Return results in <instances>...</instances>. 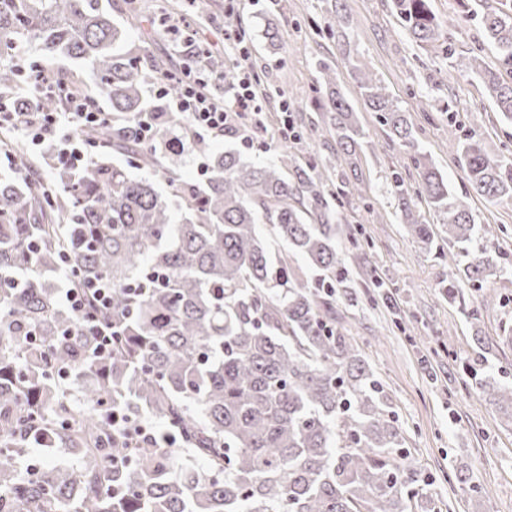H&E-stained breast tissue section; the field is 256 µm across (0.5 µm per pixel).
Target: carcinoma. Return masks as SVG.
I'll return each mask as SVG.
<instances>
[{
    "instance_id": "obj_1",
    "label": "carcinoma",
    "mask_w": 512,
    "mask_h": 512,
    "mask_svg": "<svg viewBox=\"0 0 512 512\" xmlns=\"http://www.w3.org/2000/svg\"><path fill=\"white\" fill-rule=\"evenodd\" d=\"M421 46H451L429 0H386ZM485 36L512 66V6L482 14ZM47 57L82 59L89 71L74 89L90 105L105 96L114 121L91 135L85 171L29 158L10 126L0 148L25 172L0 177V512H416L422 498L395 412L354 341L330 321L341 201L333 164L285 173L243 161L232 150L207 154L200 183L182 179L157 149L142 143L136 121L159 113L144 89L169 75L152 58L119 47V29L98 0H0V57L28 34ZM455 66L481 78L512 121V82L476 56ZM351 74L382 113L389 137L414 146L413 125L359 64ZM206 72L232 85L224 60ZM326 111L342 154L353 156L365 133L328 67ZM19 69L0 62V89L24 111L61 112L67 101L36 99ZM473 192L512 198V156H489L475 135L457 137ZM416 190L394 176L408 234L433 244L416 199L444 216L454 248L449 303L464 304V285L500 268L487 248L471 249L475 220L421 152ZM162 171L168 196L127 169ZM322 271L314 280L288 272L259 224ZM112 284V319L122 320L112 358L90 360L92 337L58 302L56 280ZM73 370L78 396L60 386ZM512 425V385L472 371L467 382ZM150 415L176 436L151 448L120 433L107 414ZM64 448L80 469L32 466L34 449ZM201 458L198 467L181 458Z\"/></svg>"
}]
</instances>
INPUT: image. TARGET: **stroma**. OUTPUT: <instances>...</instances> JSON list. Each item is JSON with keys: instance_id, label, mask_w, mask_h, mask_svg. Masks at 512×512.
<instances>
[{"instance_id": "1", "label": "stroma", "mask_w": 512, "mask_h": 512, "mask_svg": "<svg viewBox=\"0 0 512 512\" xmlns=\"http://www.w3.org/2000/svg\"><path fill=\"white\" fill-rule=\"evenodd\" d=\"M182 0H139L142 21L131 26L125 0H100L122 25L126 46L146 50L165 68L183 66V47L154 19ZM340 38L328 35V0H197L188 31L236 70V46L224 39L226 23L243 33L248 66L268 105L252 144L240 133L206 138L208 152L231 148L246 161L322 165L335 160L332 178L342 195L338 245L347 267L336 290V327L354 339L381 381L395 411L403 443L421 470L431 512H512V427L463 385V364L474 336L488 353L482 368L512 383V199L491 201L469 192L467 171L448 124L475 133L492 155L512 152V123L504 120L479 77L454 68L451 56L479 54L485 66L512 79L499 51L483 33L481 15L458 0H430L451 34V53L418 46L385 0H345ZM276 40H268L267 29ZM365 64L415 128V147L391 140L378 113L361 97L350 62ZM335 69L342 93L365 132L356 156L337 153L336 135L323 106L327 90L318 66ZM296 135L280 138L283 123ZM426 153L449 187L463 195L475 219L478 244L496 251L502 271L480 286H466L464 304L439 294L448 260L415 242L397 209L394 175L416 188L414 152ZM470 481H456L457 469Z\"/></svg>"}]
</instances>
